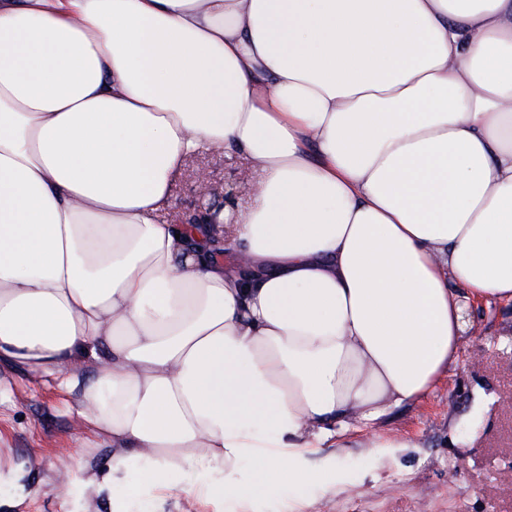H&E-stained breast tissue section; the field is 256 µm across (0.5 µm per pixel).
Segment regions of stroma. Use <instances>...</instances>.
Segmentation results:
<instances>
[{
  "mask_svg": "<svg viewBox=\"0 0 512 512\" xmlns=\"http://www.w3.org/2000/svg\"><path fill=\"white\" fill-rule=\"evenodd\" d=\"M206 182H199L198 171ZM247 159L212 150L190 159L172 184L173 220L193 223L207 194L224 205L252 200ZM473 334L429 397L396 409L348 448H324L304 465L336 470L329 480L251 488L252 460L242 463L239 495L208 512H512V308L477 310ZM0 457L18 469L0 485V512H69L48 478L60 457L75 454L82 436L59 393L23 370L0 369Z\"/></svg>",
  "mask_w": 512,
  "mask_h": 512,
  "instance_id": "1",
  "label": "stroma"
}]
</instances>
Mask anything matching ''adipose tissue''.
<instances>
[{
  "instance_id": "adipose-tissue-1",
  "label": "adipose tissue",
  "mask_w": 512,
  "mask_h": 512,
  "mask_svg": "<svg viewBox=\"0 0 512 512\" xmlns=\"http://www.w3.org/2000/svg\"><path fill=\"white\" fill-rule=\"evenodd\" d=\"M259 172L170 224L204 150ZM228 237L234 260H217ZM512 304V0H0V365L73 400L114 489L234 496L425 399Z\"/></svg>"
}]
</instances>
